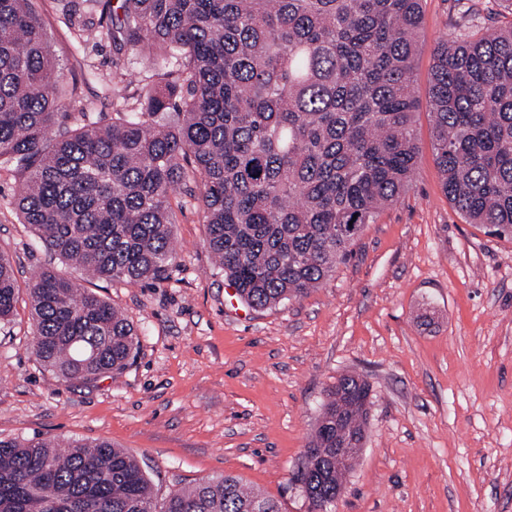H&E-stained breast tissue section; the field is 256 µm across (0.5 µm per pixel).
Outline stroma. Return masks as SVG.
Instances as JSON below:
<instances>
[{
	"instance_id": "1",
	"label": "stroma",
	"mask_w": 512,
	"mask_h": 512,
	"mask_svg": "<svg viewBox=\"0 0 512 512\" xmlns=\"http://www.w3.org/2000/svg\"><path fill=\"white\" fill-rule=\"evenodd\" d=\"M34 3L58 74L78 87L64 127L136 106L145 82L132 54L103 30L79 37L98 20L91 0ZM463 24L456 0H422L417 168L331 276L269 308L232 303L187 182L169 199L177 257L164 279L87 282L139 333L127 368L91 386L59 380L33 352V276L82 275L24 224L25 174L1 163L0 251L17 290L0 323V438L106 440L143 465L157 496L229 474L281 512H309L296 482L305 446L327 389L350 374L370 386L366 440L334 512H512V240L449 204L427 107L434 49Z\"/></svg>"
}]
</instances>
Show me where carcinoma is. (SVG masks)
<instances>
[{"mask_svg": "<svg viewBox=\"0 0 512 512\" xmlns=\"http://www.w3.org/2000/svg\"><path fill=\"white\" fill-rule=\"evenodd\" d=\"M149 71L138 106L53 134L77 87L54 79L32 0H0V159L23 168V223L90 276L163 279L175 260L169 197L196 178L208 249L255 308L303 297L335 269L418 158L412 92L421 0H95ZM428 108L448 201L512 240V27L434 51ZM0 251V320L13 312ZM33 350L57 378L121 373L137 329L52 268L30 288ZM369 385L336 379L302 468L332 512L360 448ZM0 512H280L226 475L158 499L140 462L107 441L0 438Z\"/></svg>", "mask_w": 512, "mask_h": 512, "instance_id": "1", "label": "carcinoma"}]
</instances>
